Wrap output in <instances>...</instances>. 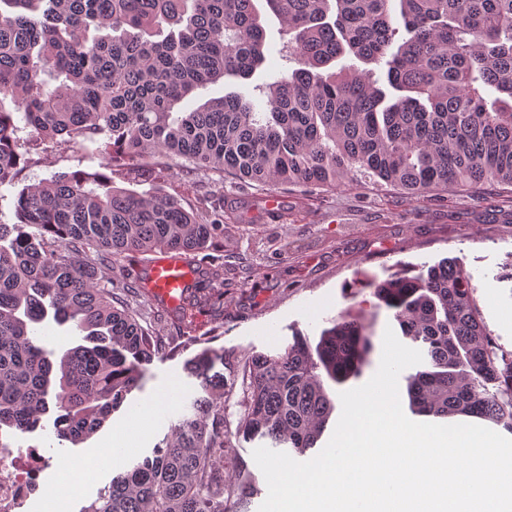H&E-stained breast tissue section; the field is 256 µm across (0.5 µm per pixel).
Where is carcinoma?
I'll return each instance as SVG.
<instances>
[{"instance_id":"cac0c4a2","label":"carcinoma","mask_w":512,"mask_h":512,"mask_svg":"<svg viewBox=\"0 0 512 512\" xmlns=\"http://www.w3.org/2000/svg\"><path fill=\"white\" fill-rule=\"evenodd\" d=\"M297 68L190 112L174 108L221 79L248 81L269 47L255 0H0V188L19 187L15 222L0 223V429L27 433L50 408L57 436L77 446L140 387L143 365L166 349L126 295L139 268L173 253L204 311L224 293V215L193 180L163 189L170 168L213 170L266 186L305 189L368 182L412 198L484 184L512 187V0H264ZM358 60L368 68L345 64ZM38 140L95 146L101 165L21 184ZM128 171L158 186L116 185ZM127 262L119 294L112 261ZM430 368L407 387L422 416L488 420L512 432V352L487 328L470 273L455 259L371 284ZM52 316L83 333L59 361L36 335ZM200 346L186 363L203 395L152 453L112 477L81 512H248L249 470L224 480L229 422L224 351ZM371 350L348 314L316 347L296 340L242 364L240 432L298 455L316 447L336 410L323 377L353 375Z\"/></svg>"}]
</instances>
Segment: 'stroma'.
I'll return each mask as SVG.
<instances>
[{"label":"stroma","mask_w":512,"mask_h":512,"mask_svg":"<svg viewBox=\"0 0 512 512\" xmlns=\"http://www.w3.org/2000/svg\"><path fill=\"white\" fill-rule=\"evenodd\" d=\"M99 164L93 148L74 152L43 142L31 153L23 176L35 183ZM195 179L198 192L184 198V208L197 207L202 195L224 200V301L198 315L197 326L208 333L210 347L224 353L229 416L238 411L237 367L244 358L282 354L299 336L317 343L321 331L348 311L363 314L373 348L359 373L333 390L366 383L378 369L386 327L397 324L369 282L447 258L459 260L472 275L494 342L512 350V190L487 187L474 199L437 191L414 200L369 183L308 192L272 190L204 171ZM273 197L279 207L275 213L267 209ZM133 308L140 323L173 349L144 364L142 385L128 396L127 406L77 446L56 437L50 415L35 430L11 436L55 462L43 481L61 512H80L121 467L151 454L201 394L198 380L184 373L194 351L182 347L177 325L158 317L150 295ZM74 459L95 467L80 486L67 491L59 467Z\"/></svg>","instance_id":"1"}]
</instances>
